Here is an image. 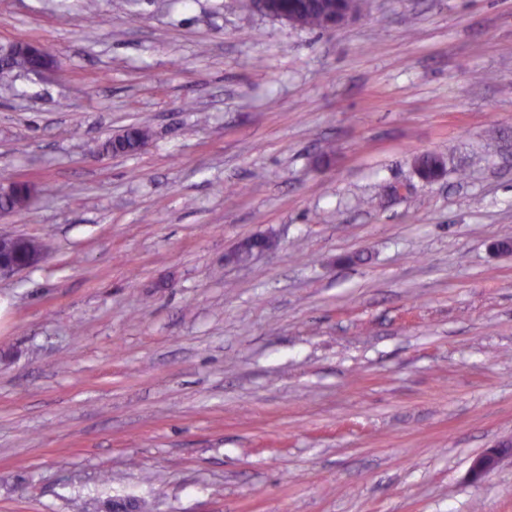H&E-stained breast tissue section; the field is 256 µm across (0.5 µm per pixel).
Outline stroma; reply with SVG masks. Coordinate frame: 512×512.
Masks as SVG:
<instances>
[{
  "instance_id": "obj_1",
  "label": "stroma",
  "mask_w": 512,
  "mask_h": 512,
  "mask_svg": "<svg viewBox=\"0 0 512 512\" xmlns=\"http://www.w3.org/2000/svg\"><path fill=\"white\" fill-rule=\"evenodd\" d=\"M246 2L0 0V512H512V0ZM282 8L286 11L299 8L301 21L306 28L323 29L322 13L317 0H281ZM308 2V3H304ZM21 48L29 53H33L39 57L38 71L40 78L45 79L51 77L58 69V61L55 56L43 45L32 41H23ZM17 46L15 42L6 45L0 44V83L8 84L13 79L23 72H32L35 70L34 61L25 55H18L12 60L7 67L1 65L10 62L9 52ZM41 250L33 239L22 236H0V278L11 277L44 259L49 245L41 243ZM44 251V252H43ZM511 447L510 441L507 443L501 442L492 448H487L473 460L469 471V478L473 482L482 481L497 468L504 456L512 455Z\"/></svg>"
}]
</instances>
